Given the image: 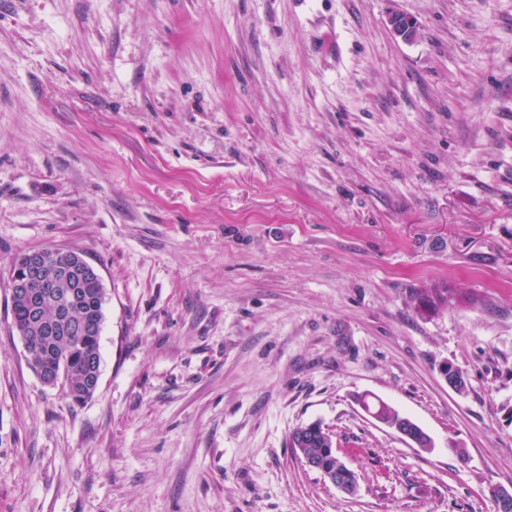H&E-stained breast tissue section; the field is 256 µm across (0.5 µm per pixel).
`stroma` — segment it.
Returning <instances> with one entry per match:
<instances>
[{"label": "stroma", "instance_id": "1", "mask_svg": "<svg viewBox=\"0 0 512 512\" xmlns=\"http://www.w3.org/2000/svg\"><path fill=\"white\" fill-rule=\"evenodd\" d=\"M39 247L105 289L80 406L12 325ZM432 283L461 300L418 312ZM311 422L356 495L290 448ZM504 488L512 0H0V512H499ZM387 23L392 33L403 41H413L419 34L418 23L400 10L389 12ZM361 404H366L369 407L377 408L379 410V415L384 417L386 420H391L393 422H400L411 430V434L413 438H417L420 433H424V431L412 420L407 417L402 416L398 410H396L390 404L384 402L379 399H369L366 396L361 398ZM378 410H372V414H369L372 418L376 419L375 416L378 414Z\"/></svg>", "mask_w": 512, "mask_h": 512}]
</instances>
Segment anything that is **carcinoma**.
<instances>
[{
	"mask_svg": "<svg viewBox=\"0 0 512 512\" xmlns=\"http://www.w3.org/2000/svg\"><path fill=\"white\" fill-rule=\"evenodd\" d=\"M45 255V274L56 280V287L45 295L38 318L30 314L25 298L12 297V324L24 341L28 365L38 378L43 380L51 372L65 371L60 384L72 402L81 404L94 394L86 384V376L94 371V363L101 362L105 292L96 276L85 275L79 279L77 307L69 314L58 313L59 309L69 305L71 285L64 269L70 264L71 254L47 248ZM454 298L455 294L443 284L422 288L413 294L415 307L424 304L430 313L448 307V301ZM361 403L378 409L385 419L405 425L415 438L422 433L416 423L382 400L364 396ZM291 438L296 454L316 461L325 471L336 472L333 436L321 424L314 422L298 427L291 433Z\"/></svg>",
	"mask_w": 512,
	"mask_h": 512,
	"instance_id": "obj_1",
	"label": "carcinoma"
}]
</instances>
